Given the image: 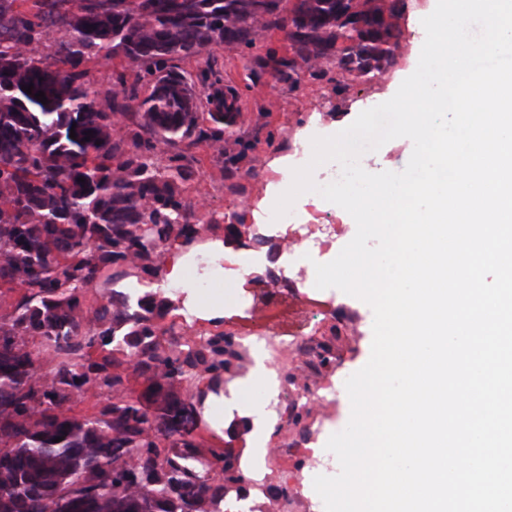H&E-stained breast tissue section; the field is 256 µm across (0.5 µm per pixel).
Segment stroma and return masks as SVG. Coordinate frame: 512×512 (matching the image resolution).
Here are the masks:
<instances>
[{"label": "stroma", "instance_id": "obj_1", "mask_svg": "<svg viewBox=\"0 0 512 512\" xmlns=\"http://www.w3.org/2000/svg\"><path fill=\"white\" fill-rule=\"evenodd\" d=\"M407 2L408 9L400 21L403 38L395 66L380 80L354 84L341 102L329 85L321 81L307 79L299 88L292 89L268 79H249L252 58L263 55L270 47L285 48L282 32L266 33L252 49L243 52L214 49L213 57L224 86L239 95L242 129L261 138L267 130H274L287 145L277 149L258 144L255 171L243 177L246 193L242 196L225 190L223 165L212 151L202 144L193 147L199 164L186 195L195 204L199 218H214L224 225L235 213L243 216L246 225L256 226L253 209L267 186L280 178L273 165L275 159L285 157L289 162H297L303 156V138L334 135L348 127L362 111L396 93L418 64L421 20L430 5V0ZM232 287L235 295L224 312V330L262 327L285 339L304 331L332 340L342 363L335 373L319 376V383L328 385L337 377L351 376L369 360L373 312L360 299L335 288H296L287 292L269 279L259 285L238 280Z\"/></svg>", "mask_w": 512, "mask_h": 512}]
</instances>
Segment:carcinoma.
Here are the masks:
<instances>
[{"mask_svg":"<svg viewBox=\"0 0 512 512\" xmlns=\"http://www.w3.org/2000/svg\"><path fill=\"white\" fill-rule=\"evenodd\" d=\"M406 7L0 0V512H223L227 484L252 494L242 465L202 435L207 395L243 374L247 348L231 332L165 326L170 297L118 287L156 278L171 242L206 240L186 196L190 147L209 144L232 194L255 169L258 139L236 130L220 71L208 60L192 80L176 61L279 30L288 48L256 57L253 78L293 89L309 76L342 98L394 65ZM114 57L126 66L92 89L93 68ZM109 283L105 302L84 303ZM314 357L336 371L329 342ZM89 396L107 404L73 414Z\"/></svg>","mask_w":512,"mask_h":512,"instance_id":"1","label":"carcinoma"}]
</instances>
